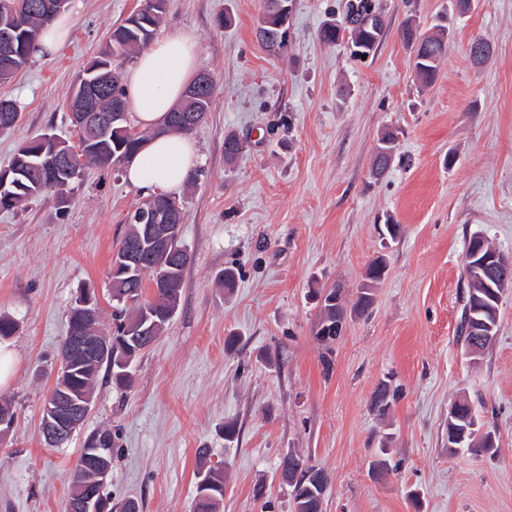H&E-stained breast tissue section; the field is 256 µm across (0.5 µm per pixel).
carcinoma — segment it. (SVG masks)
Segmentation results:
<instances>
[{"instance_id": "carcinoma-1", "label": "carcinoma", "mask_w": 512, "mask_h": 512, "mask_svg": "<svg viewBox=\"0 0 512 512\" xmlns=\"http://www.w3.org/2000/svg\"><path fill=\"white\" fill-rule=\"evenodd\" d=\"M370 0H353L349 3L345 13L344 31L351 42L363 40H377L380 31L384 30V19L368 21ZM4 8L11 6L21 9L25 27L13 33L15 55L13 60L7 62L0 58V83L10 81L22 68L29 63L31 48L39 36L42 28L49 23L56 13L46 8V0H0ZM165 8V0H160V6L153 5V0H142L140 7L125 19L123 37L119 40L109 39L106 45L87 62L79 77L84 78L99 66L108 67L113 78L96 90L97 106L103 110L102 116L109 115L112 103L126 101L123 92L122 69L132 54L147 48L154 39ZM319 40L327 45H334L343 39L342 33L336 30L332 21L325 22L318 33ZM402 38L405 43L416 44L413 70L423 86L432 84L435 80L439 64L448 51V32L445 26L437 24L432 27V33L423 35L416 28L407 24L402 29ZM215 92V83L209 82L200 87L199 97L191 104V108L198 112L210 110ZM129 122L122 120L106 128L96 139L87 140L78 137V147L69 154V160L62 162L58 159L60 152L64 151L61 142L39 134L31 137L21 144L13 154L4 170L9 172L7 187L0 191V209L10 210L20 206L23 202L35 196H51L64 203L67 200L68 189L71 183L81 176V172L88 164L99 167H117L130 162L141 145L147 141L146 135H131L127 132ZM378 147L381 152L375 154L373 172L379 174L386 170L396 149V139L392 132L386 131L379 139ZM244 149L243 142L234 134L224 136V158L233 161ZM150 198H145L135 210L127 215V230L120 241L118 251L140 243L143 234L142 217L148 208ZM181 251L174 257L148 256L145 259L143 270L129 275L119 269L112 272L110 283V297L115 308L124 313L123 318L116 324L115 336L112 337V346L117 349L116 358L132 361V355L121 352L124 347L122 338L136 327L146 329L148 343H153L161 335L166 320L153 322L151 315L156 306H165L176 311L180 302L181 291L184 284V274L191 256L184 242H179ZM464 277L467 282V297L461 313L460 337L463 343L470 340L469 330L480 321L494 322V317L486 311L490 307L489 295L483 292L482 283L477 279L474 268L466 262L463 266ZM388 265L385 258L377 256L369 265L367 281L358 289L357 301L352 308H347L343 289L332 287L328 289L325 299H320L323 289H314V299L319 301L318 323L330 326L324 336H316L317 341L331 350V345L337 340L333 325L341 317L353 312L363 315L369 311L373 304V287L387 274ZM166 276L165 291L160 296L147 298L145 288L154 287L159 275ZM98 308H92V314L80 320L73 314H68L69 332L80 336H94L99 332ZM70 363L69 374L58 375L56 385H66L75 396H84L94 390V385L100 371H105L115 386L127 388L131 384V374L123 373L119 366L112 365L109 360L86 359L71 362V357L64 356ZM397 398V389L385 382L373 393L370 409L378 417L388 414L392 403ZM95 449L83 446L77 467L84 469L73 480L71 498L82 495L94 482V473L87 470L92 464V455ZM279 468L283 471V481L289 488L293 512H323L320 504L324 502L328 478L322 470H317L321 480L315 482L305 479V472L314 469L309 460L298 453L281 458ZM224 498V473L218 468H208L199 472L194 498V512H218L219 502Z\"/></svg>"}]
</instances>
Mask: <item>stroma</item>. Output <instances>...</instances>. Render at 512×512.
Segmentation results:
<instances>
[{"label": "stroma", "instance_id": "stroma-1", "mask_svg": "<svg viewBox=\"0 0 512 512\" xmlns=\"http://www.w3.org/2000/svg\"><path fill=\"white\" fill-rule=\"evenodd\" d=\"M377 2L386 26L359 60L317 37L346 0H293L288 43L276 55L255 36L263 0H167L160 32L191 36L197 71L216 84L190 134L199 180L177 195L192 261L180 306L135 359L131 386L99 374L84 427L57 448L44 444L40 424L71 301L94 289L111 330L112 255L143 195L124 172L92 165L67 205L39 197L0 210V313L20 323L10 338L15 372L0 387L15 414L0 436V512H66L84 441L104 428L115 441L105 492L115 504L137 499L142 512H191L204 466L226 469L220 512H291L278 471L290 450L326 473L323 512H512V293L479 363L458 336L466 240L479 233L512 253V0H473L462 18L455 0ZM140 3L71 0L60 51L0 84V98L20 111L0 134V166L42 132L76 142L73 83ZM441 15L454 21L448 52L424 89L401 29L428 31ZM478 38L494 48L481 64L468 55ZM386 129L396 152L377 179L371 162ZM228 133L246 145L231 164ZM388 221L401 225L398 241L382 239ZM381 254L388 274L371 310L349 316L325 349L309 289L337 284L356 294ZM227 267L237 271L229 296L218 282ZM232 332L240 342L230 351ZM386 379L400 392L380 419L369 403ZM458 398L495 432V452L449 449L448 407ZM228 421L239 430L231 443Z\"/></svg>", "mask_w": 512, "mask_h": 512}]
</instances>
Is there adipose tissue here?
<instances>
[{
	"label": "adipose tissue",
	"mask_w": 512,
	"mask_h": 512,
	"mask_svg": "<svg viewBox=\"0 0 512 512\" xmlns=\"http://www.w3.org/2000/svg\"><path fill=\"white\" fill-rule=\"evenodd\" d=\"M195 69L189 37L173 30L142 50L125 75L127 101L137 124L155 133L126 168L128 181L143 195L180 192L197 163L190 138L164 129L168 112L193 81Z\"/></svg>",
	"instance_id": "adipose-tissue-1"
}]
</instances>
